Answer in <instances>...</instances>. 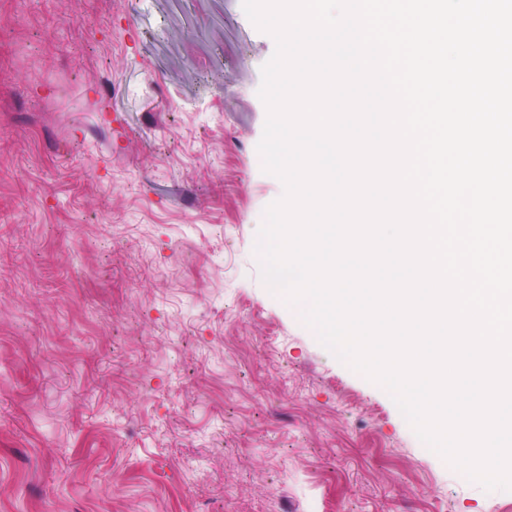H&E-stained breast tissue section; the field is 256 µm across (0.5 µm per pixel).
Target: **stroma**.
<instances>
[{
    "label": "stroma",
    "mask_w": 512,
    "mask_h": 512,
    "mask_svg": "<svg viewBox=\"0 0 512 512\" xmlns=\"http://www.w3.org/2000/svg\"><path fill=\"white\" fill-rule=\"evenodd\" d=\"M242 0H0V512H512L263 281Z\"/></svg>",
    "instance_id": "stroma-1"
}]
</instances>
